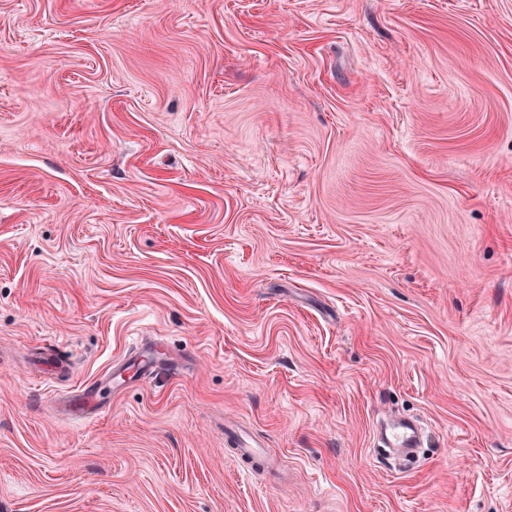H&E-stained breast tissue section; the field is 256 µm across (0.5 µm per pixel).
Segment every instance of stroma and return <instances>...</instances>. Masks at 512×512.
Instances as JSON below:
<instances>
[{"label":"stroma","instance_id":"35a3bbf8","mask_svg":"<svg viewBox=\"0 0 512 512\" xmlns=\"http://www.w3.org/2000/svg\"><path fill=\"white\" fill-rule=\"evenodd\" d=\"M0 512H512V0H0ZM164 347L167 344L159 338L139 341L133 356L114 361L107 375L119 376L121 380L112 382L113 394L120 393L131 381H146L166 370L172 358L160 351ZM97 388L93 385H84L77 392L62 391L54 393L68 416L86 419L95 415L100 403L97 399ZM378 456L392 457V452L412 462L417 448L423 446V431L419 421L406 417H387L376 421L374 431ZM224 441L235 450L238 465L252 472L262 470L272 474L276 470V461L269 454L264 437L251 429L235 424L224 425Z\"/></svg>","mask_w":512,"mask_h":512}]
</instances>
